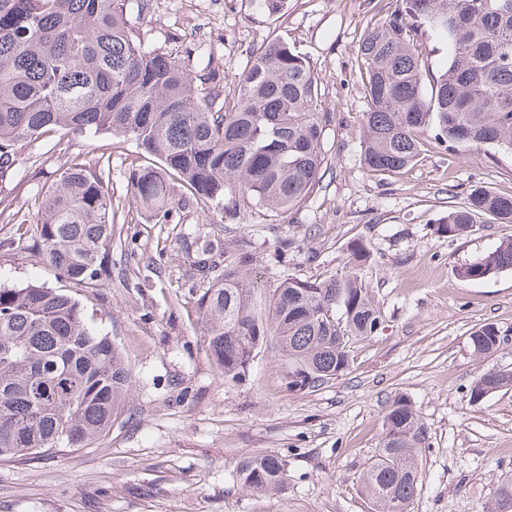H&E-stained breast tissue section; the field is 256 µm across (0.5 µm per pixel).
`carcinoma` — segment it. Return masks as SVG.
Segmentation results:
<instances>
[{
  "label": "carcinoma",
  "instance_id": "1",
  "mask_svg": "<svg viewBox=\"0 0 512 512\" xmlns=\"http://www.w3.org/2000/svg\"><path fill=\"white\" fill-rule=\"evenodd\" d=\"M401 13L359 45L367 83L364 165L396 174L419 156L425 135L439 146L492 147L512 154V0H401ZM128 0H0V177L18 149L64 130L132 141L155 163L133 173L132 194L156 221L174 204V181L187 200L233 213L248 201L280 209L301 202L321 179L329 113L306 56L279 37L252 56L237 98L196 85L175 58L135 40ZM423 27L448 45L432 78L411 32ZM431 91L424 92L425 82ZM490 217L512 224V196L482 187L448 210L437 232H472ZM28 223L41 261L69 281L112 283V197L103 173L75 162L45 191ZM251 242L224 247V267L198 299L202 335L224 377L246 376L268 340L287 366L291 390H310L349 368L347 339L383 324L357 269L370 258L347 247L349 270L323 281L283 280L266 302L249 277ZM512 269V241L462 266L480 281ZM478 355L508 338L492 324L470 336ZM134 386L111 337L86 319L78 300L38 284L0 286V457L84 448L122 414ZM512 386L488 371L475 400ZM427 428L410 401L395 397L379 448L361 473L373 512H410L423 486L419 461ZM237 478L250 492L280 488L286 463L274 454L244 457ZM494 512H512V477L495 491Z\"/></svg>",
  "mask_w": 512,
  "mask_h": 512
}]
</instances>
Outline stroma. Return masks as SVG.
Wrapping results in <instances>:
<instances>
[{"label":"stroma","instance_id":"35a3bbf8","mask_svg":"<svg viewBox=\"0 0 512 512\" xmlns=\"http://www.w3.org/2000/svg\"><path fill=\"white\" fill-rule=\"evenodd\" d=\"M402 8L400 0H129L127 18L149 49L192 75L217 74L233 98L253 52L285 38L305 55L329 113L320 182L295 208L253 205L239 215L184 201L168 223L131 195L133 169L150 165L135 144L107 135L52 133L23 146L17 174L0 181V284H42L78 300L89 322L119 347L135 377L112 428L86 448L0 457V512H371L360 475L399 394L428 428L423 489L412 512H492L512 475V389L473 400L475 378L512 373V270L466 281L458 270L512 238V224H483L450 239L437 231L449 208L481 186L512 196V156L425 145L403 171L373 175L363 164L364 33ZM109 168L112 282L86 288L45 266L30 225L43 188L72 160ZM252 243L249 272L272 294L287 277L321 281L343 272L347 246L371 259L361 276L385 322L351 339L350 366L317 390L286 386L276 348L256 356L244 381L225 379L201 335L197 301L209 280L192 272L184 235ZM492 324L508 341L479 357L470 335ZM274 453L287 462L283 489L255 494L236 478L239 461Z\"/></svg>","mask_w":512,"mask_h":512}]
</instances>
